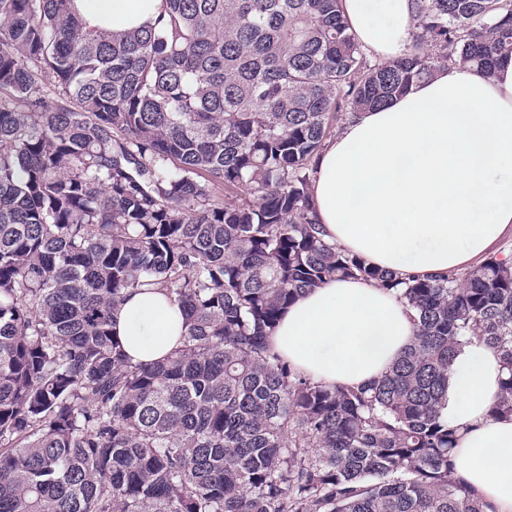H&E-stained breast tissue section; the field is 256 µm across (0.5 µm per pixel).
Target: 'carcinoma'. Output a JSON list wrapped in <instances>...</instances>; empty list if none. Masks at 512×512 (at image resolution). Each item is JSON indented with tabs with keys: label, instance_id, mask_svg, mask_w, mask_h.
I'll use <instances>...</instances> for the list:
<instances>
[{
	"label": "carcinoma",
	"instance_id": "1",
	"mask_svg": "<svg viewBox=\"0 0 512 512\" xmlns=\"http://www.w3.org/2000/svg\"><path fill=\"white\" fill-rule=\"evenodd\" d=\"M73 2L0 0V512H487L442 409L475 338L505 370L491 413L512 416V252L403 280L324 239L310 183L348 114L512 55V0H412L391 61L341 0H162L122 30ZM338 277L414 312L356 387L268 341ZM151 289L186 334L134 365L112 321Z\"/></svg>",
	"mask_w": 512,
	"mask_h": 512
}]
</instances>
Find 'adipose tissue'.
<instances>
[{
    "mask_svg": "<svg viewBox=\"0 0 512 512\" xmlns=\"http://www.w3.org/2000/svg\"><path fill=\"white\" fill-rule=\"evenodd\" d=\"M162 0H75L87 26L132 28ZM349 28L373 58L401 57L414 26L411 0H342ZM311 194L327 241L403 278L474 267L512 233V58L494 75L451 63L384 107L348 118L328 140ZM163 292L127 297L113 331L132 363L165 358L184 331ZM413 336L395 292L339 279L302 293L271 344L297 371L357 386L387 371ZM503 376L490 348L457 356L443 412L455 428L456 470L488 504L512 512V417L493 418Z\"/></svg>",
    "mask_w": 512,
    "mask_h": 512,
    "instance_id": "adipose-tissue-1",
    "label": "adipose tissue"
}]
</instances>
